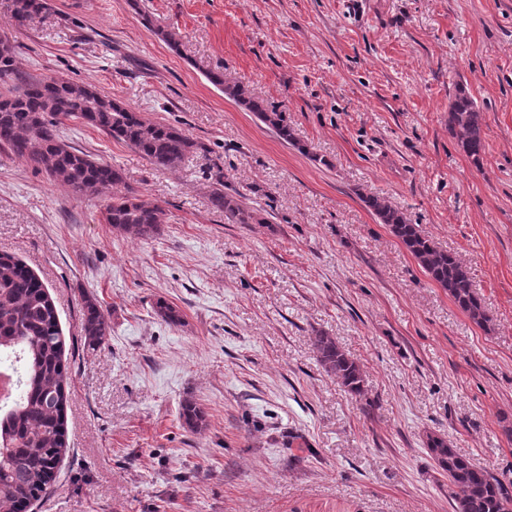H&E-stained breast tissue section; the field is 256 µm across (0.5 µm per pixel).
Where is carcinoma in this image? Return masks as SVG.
Returning <instances> with one entry per match:
<instances>
[{"label": "carcinoma", "instance_id": "obj_1", "mask_svg": "<svg viewBox=\"0 0 512 512\" xmlns=\"http://www.w3.org/2000/svg\"><path fill=\"white\" fill-rule=\"evenodd\" d=\"M10 2L11 14L20 22L48 8L47 0ZM14 74L13 48H0V80L11 79ZM207 78L225 95L256 113L282 140L294 142L284 113L267 109L239 86L224 84L223 75L218 72L208 73ZM90 92L91 96L81 97L71 82L58 78L17 80L0 93V148L44 170L77 196L97 195L105 188L119 187L123 176L120 170L68 145L60 135L64 119H77L166 169L177 168L194 150L195 141L183 129L150 121L94 88ZM448 133L466 155L479 160L483 150L482 117L462 86L457 88L448 108ZM364 202L472 322L478 326L490 322L471 274L460 259L437 247L421 234L418 225L409 223L385 199L368 196ZM210 203L235 224L262 221L258 210L249 207L239 193L219 190L211 196ZM101 220L117 232L148 240L166 223V211L159 203L126 188L112 194ZM154 313L168 324L182 322L180 310L163 299L156 301ZM80 322L84 346L94 349L104 343L107 317L97 299L84 300ZM311 346L327 374L363 401V407L372 406L365 399V378L360 366L335 338L317 332L311 337ZM17 352L23 355L18 395L0 402V512H26L51 487L67 448L70 380L69 368L63 361L65 339L59 312L48 285L25 262L1 251L0 365L14 368L9 354ZM181 418L196 432L206 426L203 410L191 400L183 403ZM427 448L438 469L448 477L453 512H512V491L487 471L475 467L447 439L432 435Z\"/></svg>", "mask_w": 512, "mask_h": 512}]
</instances>
